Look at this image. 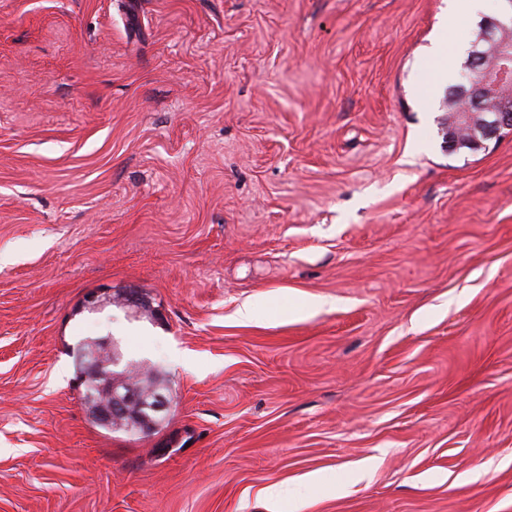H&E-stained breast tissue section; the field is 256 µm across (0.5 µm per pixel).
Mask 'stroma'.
<instances>
[{
	"label": "stroma",
	"mask_w": 512,
	"mask_h": 512,
	"mask_svg": "<svg viewBox=\"0 0 512 512\" xmlns=\"http://www.w3.org/2000/svg\"><path fill=\"white\" fill-rule=\"evenodd\" d=\"M445 6L0 0V512H512V134L449 149ZM448 17L446 25L443 28L441 36L434 46L432 50V58L435 66V76L434 78H442L446 73H448V66L452 59V50L451 52L448 50ZM116 403L112 408L105 410L99 409L96 411L95 416L101 421L107 422L112 419L113 416L121 415L127 411V407H135V409H148L150 414L158 415L162 412L167 411L169 407V400L163 394H157L151 405L142 404L137 393L130 389L123 397L116 396Z\"/></svg>",
	"instance_id": "stroma-1"
}]
</instances>
